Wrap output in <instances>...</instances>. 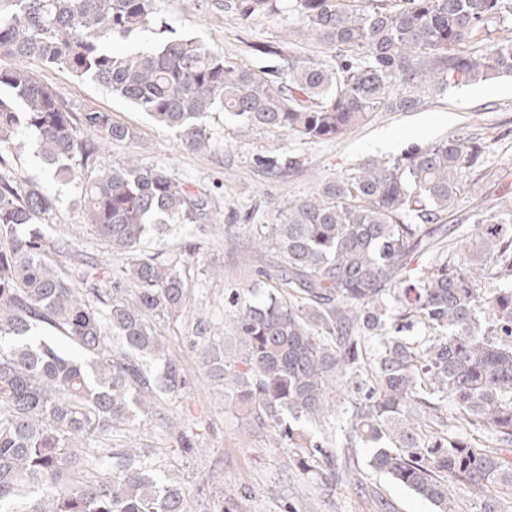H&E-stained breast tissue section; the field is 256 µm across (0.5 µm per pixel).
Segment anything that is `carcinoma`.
I'll return each instance as SVG.
<instances>
[{"label": "carcinoma", "instance_id": "obj_1", "mask_svg": "<svg viewBox=\"0 0 512 512\" xmlns=\"http://www.w3.org/2000/svg\"><path fill=\"white\" fill-rule=\"evenodd\" d=\"M158 2L0 0V56L14 61L0 66V509L190 512L178 481L156 478L137 449L112 447L114 430L185 384L164 354L166 319L185 321L224 396L271 427L297 467L321 457L327 485L349 472L301 425L331 424L341 383L352 399L346 445L369 446L371 467L438 512H457L460 485L479 512H501L491 487L512 489V205H476L472 233L444 223L490 144L454 133L369 160L263 225L279 261L257 268L265 295L236 316L240 370L210 322L185 319L196 251H141L163 224L219 223L210 191L135 157L102 167V150L136 131L109 112L73 111L30 64L100 85L190 150L210 147L217 109L241 133L333 141L378 112L512 75V0H228L247 23L288 14L289 44L328 51L262 45L282 64L261 70L169 34ZM145 32L161 35L150 49L106 48ZM22 130L53 178L76 189L81 224L68 234L48 232L57 198L19 170ZM255 164L281 176L300 160L274 150ZM81 234L122 265L83 254ZM146 355L161 372L147 374Z\"/></svg>", "mask_w": 512, "mask_h": 512}]
</instances>
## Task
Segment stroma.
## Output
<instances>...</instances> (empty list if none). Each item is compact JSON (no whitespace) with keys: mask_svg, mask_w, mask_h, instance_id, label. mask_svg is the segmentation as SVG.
<instances>
[{"mask_svg":"<svg viewBox=\"0 0 512 512\" xmlns=\"http://www.w3.org/2000/svg\"><path fill=\"white\" fill-rule=\"evenodd\" d=\"M225 0H160L159 9L175 34L199 41L212 51L253 69L271 65L256 52L259 43L283 44L288 19L277 16L241 22ZM39 82L52 86L73 109L97 108L111 113L137 132L130 143L110 147L100 158L105 166L121 164L128 156L145 164H161L177 178L212 189L224 213L218 224H175L161 238L147 240L152 253L168 243L196 247L208 268L220 275L205 287L191 285L189 310L219 326L224 355L240 363L245 348L235 335L233 319L239 303L255 301L256 268L275 262L274 252L253 248L263 224H277L289 202L310 193L324 178L342 174L363 159L397 157L411 148L456 132L478 134L490 143L484 164L474 171L481 197L488 204H512V78L453 88L429 99L415 112H380L364 126L333 141L308 142L279 131L256 130L240 136L223 113L208 119L211 146L185 149L176 133L151 122L127 101L94 82L68 72L35 67ZM286 149L300 156L301 167L272 176L254 164L256 155ZM16 149L22 174L55 194L59 224L79 223L76 190L49 180L33 155L32 139L19 134ZM477 196V197H480ZM476 196H461L450 216L464 223ZM165 348L185 369L184 387L163 402L161 414L139 417L134 426L115 432L113 440L144 449L159 474L178 477L190 498L192 512H213L225 497L243 500L244 512H435L429 502L368 465L369 449H350L348 463L355 478L326 489L320 471L292 466L286 449L277 447L268 429L251 412L227 402L205 366L199 347L180 326L166 327Z\"/></svg>","mask_w":512,"mask_h":512,"instance_id":"stroma-1","label":"stroma"}]
</instances>
